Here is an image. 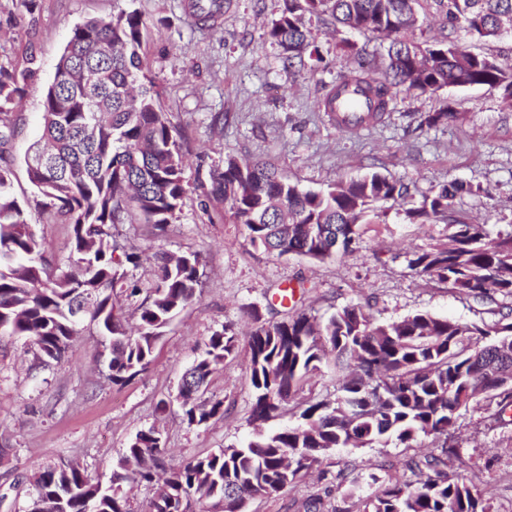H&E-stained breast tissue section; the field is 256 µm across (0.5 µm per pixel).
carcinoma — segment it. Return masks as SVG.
<instances>
[{"instance_id": "obj_1", "label": "carcinoma", "mask_w": 512, "mask_h": 512, "mask_svg": "<svg viewBox=\"0 0 512 512\" xmlns=\"http://www.w3.org/2000/svg\"><path fill=\"white\" fill-rule=\"evenodd\" d=\"M226 4L188 0L187 9L204 26L223 16ZM307 15H327L341 27L388 40L382 81L365 76L376 55L344 46L358 57L359 69L340 77L321 107L348 129L380 122L397 85L422 93L489 86L512 100V66L472 51L460 38L499 39L502 28H512V0H283L265 37L288 68L305 66L307 58L321 61ZM430 17L440 22L441 36L419 44L402 37ZM142 28L135 12L76 24L43 92L42 134L25 163L36 207L72 227L67 269L47 260L43 239L13 195L11 171L0 165V331L30 339L37 358L48 364L73 354V336L93 327L112 345L114 384L148 369L165 329L201 286L199 255L185 252L160 256L156 280L141 288L125 269L137 263L135 248L119 246L112 235V226L137 220L165 229L192 192L176 127L145 73ZM35 65L33 55L21 70L0 65L1 146ZM210 180V195L224 202V217L246 227L251 245L314 260L348 251L360 226L390 206L401 207L410 220L446 221L451 200L471 192L453 180L415 204L402 186L378 173L303 191L265 165L230 155ZM407 264L467 298L491 292L512 298V229L493 234L483 224H450L446 242L413 252ZM117 287L137 302L133 325L114 304ZM250 315V440L178 465L167 464L161 453L146 465L158 437L150 427L129 441L107 481L69 463L35 466L26 512H131L126 487L132 484L151 488L150 512H182L185 501L224 500L231 483L238 493L227 512H248L252 496L280 495L338 448H412L420 437L448 436L462 410L493 401L503 411L512 406V321L506 315L470 325L427 312L375 322L356 306L323 319L300 313L264 322L256 308ZM238 348L229 325L205 342L188 369L191 403L180 404L188 426L224 417V401L204 394ZM333 359L338 367L349 360L340 394L307 397L298 424L266 428L286 412L303 380ZM454 454L450 446L440 457L413 461L416 479L388 482L365 501L363 512H490L465 481L448 477L445 457Z\"/></svg>"}]
</instances>
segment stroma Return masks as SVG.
Here are the masks:
<instances>
[{"mask_svg":"<svg viewBox=\"0 0 512 512\" xmlns=\"http://www.w3.org/2000/svg\"><path fill=\"white\" fill-rule=\"evenodd\" d=\"M281 6L282 0H230L218 24L201 30L185 15L182 0H37L30 13L17 0H0V65L20 69L28 54L37 57L29 92L12 113L5 158L13 192L25 203L52 265L66 268L72 228L32 203L24 157L41 132L42 94L77 23L135 10L144 22L145 71L179 131L194 190L165 232L119 224L113 234L144 252L145 261L128 270L140 284L154 280L152 257L164 251L199 253L202 272L200 297L171 322L150 367L123 386L112 384L109 346L95 330L78 336L68 360L48 367L25 338L0 332V446L9 450L0 459V512H24L33 465L72 461L105 479L130 439L152 426L174 464L248 441L253 394L246 350L225 359L211 377L208 395L223 400V419L188 426L175 399L182 373L209 336L227 324L246 333L248 308L271 322L302 312L327 316L353 305L380 321L427 312L490 323L512 312L510 297L476 301L408 269L407 253L447 240L442 221L414 223L390 209L382 222L362 225L357 249L323 261L268 254L250 244L244 225L225 221L223 202L208 196L209 173L233 155L270 164L312 191L377 171L417 200L457 179L474 191L452 201L451 218L494 232L512 224V105L498 90H399L382 123L339 129L318 108L322 87L358 66L357 57L339 46L373 49L380 41L314 19L310 38L323 63L314 70L286 69L264 36ZM446 109L453 113L447 123L425 125L428 115ZM163 400L168 408L162 412ZM496 411L493 405L461 411L453 433L459 454L449 458L448 472L466 478L491 512H512V424L499 421ZM440 452V441L430 437L413 448H339L280 496L252 498L249 512H304V502L316 496L323 512H363L376 491L368 473L402 480L411 475V461Z\"/></svg>","mask_w":512,"mask_h":512,"instance_id":"1","label":"stroma"}]
</instances>
